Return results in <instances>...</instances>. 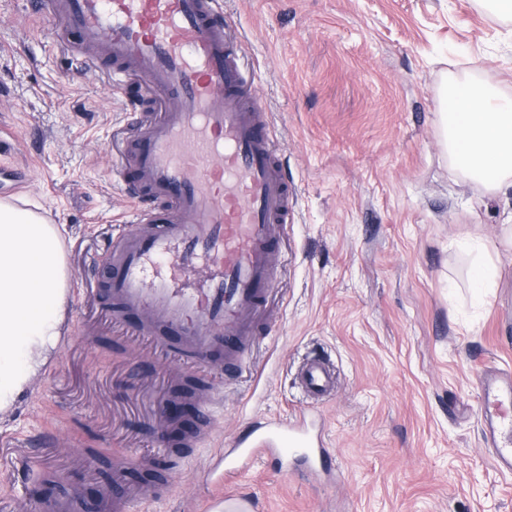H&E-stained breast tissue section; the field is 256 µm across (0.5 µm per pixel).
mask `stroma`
<instances>
[{
	"label": "stroma",
	"mask_w": 512,
	"mask_h": 512,
	"mask_svg": "<svg viewBox=\"0 0 512 512\" xmlns=\"http://www.w3.org/2000/svg\"><path fill=\"white\" fill-rule=\"evenodd\" d=\"M268 112L295 194L284 267L246 370L216 379L86 293L91 258L131 230L112 170L128 107L106 73L50 36L61 22L0 0V131L33 180L14 202L58 225L69 270L63 337L0 413V512H34L37 490L111 503L126 450L133 512H188L231 492L252 512H512V475L482 436L478 380L512 368V189L454 171L438 114L448 83L512 96V21L474 0H220ZM320 356L336 394L318 407L332 475L276 462L195 482L254 424L306 411L299 367ZM215 379L219 421L172 490L152 459L197 431L194 378Z\"/></svg>",
	"instance_id": "obj_1"
}]
</instances>
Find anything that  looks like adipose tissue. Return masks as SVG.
Wrapping results in <instances>:
<instances>
[{"mask_svg": "<svg viewBox=\"0 0 512 512\" xmlns=\"http://www.w3.org/2000/svg\"><path fill=\"white\" fill-rule=\"evenodd\" d=\"M446 101L440 124L453 169L489 191L512 183V99L453 84ZM67 280L58 228L0 201V411L56 347Z\"/></svg>", "mask_w": 512, "mask_h": 512, "instance_id": "1", "label": "adipose tissue"}]
</instances>
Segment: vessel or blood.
Returning a JSON list of instances; mask_svg holds the SVG:
<instances>
[{
	"instance_id": "b4317fda",
	"label": "vessel or blood",
	"mask_w": 512,
	"mask_h": 512,
	"mask_svg": "<svg viewBox=\"0 0 512 512\" xmlns=\"http://www.w3.org/2000/svg\"><path fill=\"white\" fill-rule=\"evenodd\" d=\"M32 13L51 6L64 27L62 49L79 45V61L97 71L109 57L112 81L136 74L162 90L163 112L141 120L130 101L132 132L115 149L117 164L133 163L127 193L134 228L113 240L107 275L112 321L144 316L142 328L160 346L191 359L223 351L225 372L242 367L261 334L259 315L284 263L283 231L294 196L267 115L246 74L237 37L219 0H27ZM78 42H71V35ZM205 259L199 288L181 287L185 270ZM306 398L323 401L336 374L321 359L300 369ZM479 404L491 460L512 474V371L487 369ZM299 449L304 465L330 455L307 414L248 429L213 454L202 482L241 475L242 460Z\"/></svg>"
}]
</instances>
